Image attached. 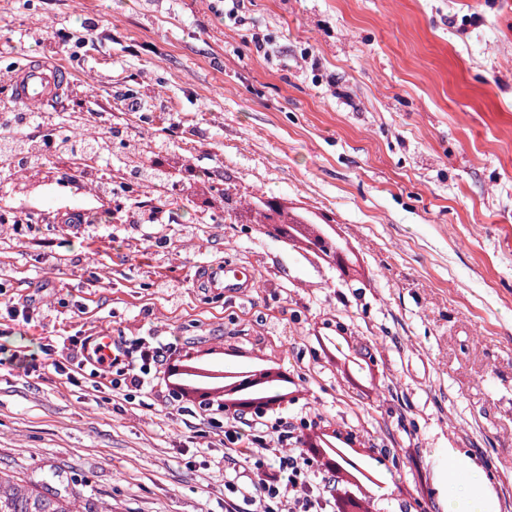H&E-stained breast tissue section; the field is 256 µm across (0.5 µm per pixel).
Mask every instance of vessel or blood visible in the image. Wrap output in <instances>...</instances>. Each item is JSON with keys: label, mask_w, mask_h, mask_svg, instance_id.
I'll use <instances>...</instances> for the list:
<instances>
[{"label": "vessel or blood", "mask_w": 512, "mask_h": 512, "mask_svg": "<svg viewBox=\"0 0 512 512\" xmlns=\"http://www.w3.org/2000/svg\"><path fill=\"white\" fill-rule=\"evenodd\" d=\"M70 74V69L62 63L43 58L31 59L15 73V95L29 105L46 104L68 85ZM202 280L214 291L243 297L253 286L254 274L250 267L242 264L217 263L205 267Z\"/></svg>", "instance_id": "1"}]
</instances>
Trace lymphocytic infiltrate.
I'll return each mask as SVG.
<instances>
[{
    "mask_svg": "<svg viewBox=\"0 0 512 512\" xmlns=\"http://www.w3.org/2000/svg\"><path fill=\"white\" fill-rule=\"evenodd\" d=\"M45 354V366L65 383L95 377L94 392L108 401L159 390L165 409L193 418V438H222L225 460L236 463L224 477V512H368L384 485L390 454L370 437L288 420L300 376L279 362L256 357L230 370L229 350H194L151 328L115 348L72 336L66 349L50 345Z\"/></svg>",
    "mask_w": 512,
    "mask_h": 512,
    "instance_id": "obj_1",
    "label": "lymphocytic infiltrate"
}]
</instances>
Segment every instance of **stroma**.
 I'll list each match as a JSON object with an SVG mask.
<instances>
[{"label": "stroma", "instance_id": "stroma-1", "mask_svg": "<svg viewBox=\"0 0 512 512\" xmlns=\"http://www.w3.org/2000/svg\"><path fill=\"white\" fill-rule=\"evenodd\" d=\"M0 68L44 57L74 70L42 106L47 128L95 116L142 141L146 159L191 175L223 169L243 197L277 198L330 220L359 266L309 269L243 214L175 191L164 223L137 201L110 206L79 186L11 188L45 234H0V470L52 473L114 512H224L222 445L190 448L157 393L135 403L30 374L44 346L111 328L233 344L288 359L316 409L397 449L411 492L378 512L447 498L448 465L481 478L486 512H512V0H0ZM108 207V224L59 223ZM204 227L195 249L185 225ZM245 263L263 290L202 288L203 265ZM309 288H300V281ZM168 289H160V282ZM371 343L383 385L356 387L317 359L324 325Z\"/></svg>", "mask_w": 512, "mask_h": 512}]
</instances>
